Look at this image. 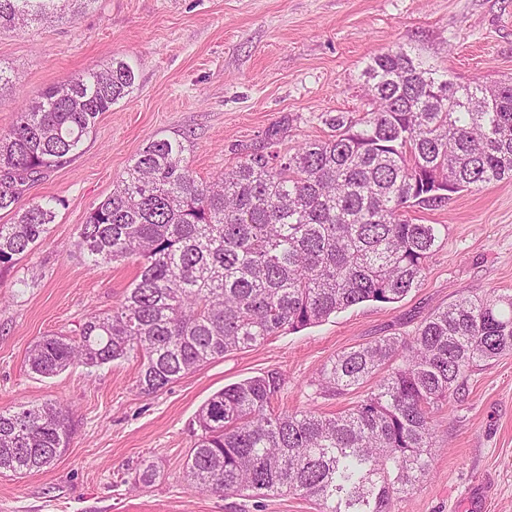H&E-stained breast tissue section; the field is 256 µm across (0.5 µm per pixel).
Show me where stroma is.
Segmentation results:
<instances>
[{
    "label": "stroma",
    "mask_w": 512,
    "mask_h": 512,
    "mask_svg": "<svg viewBox=\"0 0 512 512\" xmlns=\"http://www.w3.org/2000/svg\"><path fill=\"white\" fill-rule=\"evenodd\" d=\"M405 45L466 85L512 81V0H89L78 12L0 33V132L21 106L112 59L135 87L100 115L67 163L28 182L23 202L55 201L56 218L33 251L0 264V412L23 405L71 409L68 448L52 466L0 475V512H316L293 494L255 500L191 487L184 463L195 416L224 386L271 371L285 377L272 407L326 416L356 405L314 379L341 351L411 334L461 295L512 296V179L414 207L417 224L444 230L425 273L401 301L365 302L210 361L165 390L144 395L140 361L32 373L31 346L75 336L86 317L112 312L139 272L136 259L91 266L76 247L89 213L125 177L151 140L186 138L194 175L211 181L235 166L268 129L282 152L327 137L326 113L368 108L365 67ZM429 473L391 512H512V353L469 372L435 412ZM154 466L151 483L136 474Z\"/></svg>",
    "instance_id": "35a3bbf8"
}]
</instances>
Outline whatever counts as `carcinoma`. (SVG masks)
<instances>
[{
	"label": "carcinoma",
	"instance_id": "obj_1",
	"mask_svg": "<svg viewBox=\"0 0 512 512\" xmlns=\"http://www.w3.org/2000/svg\"><path fill=\"white\" fill-rule=\"evenodd\" d=\"M58 2L0 0V32L54 18ZM365 76L370 110L326 115L331 134L288 156L273 128L211 182L194 176L182 140L149 142L77 241L94 266L138 258V276L120 308L88 316L77 337L36 342L32 372L135 354L136 388L151 395L229 351L364 302H398L417 287L440 230L413 223L405 209L512 178V82L458 85L402 45L372 57ZM134 84L132 68L114 58L50 88L0 133V211L14 214L0 224V264L31 251L56 218L48 202L21 203V186L75 156ZM509 352L512 297L464 296L409 336L329 360L317 378L324 393L382 374L336 416L275 413L279 372L228 385L196 415L186 476L226 496L292 493L318 512H390L429 470L435 410L469 371ZM72 430L70 412L52 403L0 412V474L53 464Z\"/></svg>",
	"mask_w": 512,
	"mask_h": 512
}]
</instances>
